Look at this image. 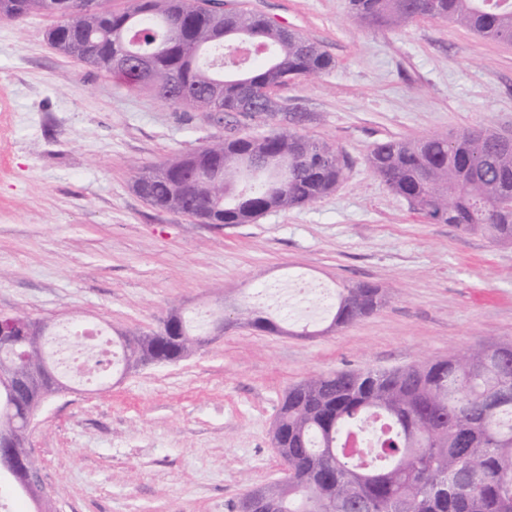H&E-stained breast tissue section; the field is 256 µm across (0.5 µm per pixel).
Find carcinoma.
I'll list each match as a JSON object with an SVG mask.
<instances>
[{
    "label": "carcinoma",
    "instance_id": "carcinoma-1",
    "mask_svg": "<svg viewBox=\"0 0 512 512\" xmlns=\"http://www.w3.org/2000/svg\"><path fill=\"white\" fill-rule=\"evenodd\" d=\"M353 15L400 27L417 19L457 23L481 37L512 44V0H350ZM34 11L59 18L48 32L66 56L186 110L286 111L272 90L335 67L315 42L268 18L227 11L224 0H133L122 11L85 9L77 0H0V17ZM141 57L119 70L116 49ZM368 161L399 197L437 224L512 241V145L489 128L388 140ZM342 153L288 127L230 135L139 173L136 192L151 205L176 209L201 224H250L273 210L301 207L333 189L344 174ZM223 175L221 183L200 177ZM384 303L369 283L343 288L330 327H346ZM260 332L281 331L273 314L247 310ZM154 333L124 336L123 359L134 367L176 361L200 346ZM47 362L37 343L14 361L0 342V429L32 407L42 386L18 387L17 374ZM277 420L286 436L288 496L272 512H512V342L491 341L403 369L344 370L315 375L285 393ZM15 481L39 478L3 451Z\"/></svg>",
    "mask_w": 512,
    "mask_h": 512
}]
</instances>
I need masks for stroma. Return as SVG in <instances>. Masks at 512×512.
Wrapping results in <instances>:
<instances>
[{"instance_id": "stroma-1", "label": "stroma", "mask_w": 512, "mask_h": 512, "mask_svg": "<svg viewBox=\"0 0 512 512\" xmlns=\"http://www.w3.org/2000/svg\"><path fill=\"white\" fill-rule=\"evenodd\" d=\"M316 42L336 62L275 88L308 114L301 134L346 157L317 201L251 224H201L151 206L146 168L227 135L265 131L238 113L175 108L54 49L55 17L0 19V313L158 330L173 309L223 335L182 361L72 383L40 408L28 446L55 512H232L281 480L271 431L284 393L336 370H391L512 342V243L428 221L372 171L387 140L512 131V44L419 19L353 17L349 0H226ZM363 283L386 302L328 331L330 314L262 333L241 320L271 288Z\"/></svg>"}]
</instances>
